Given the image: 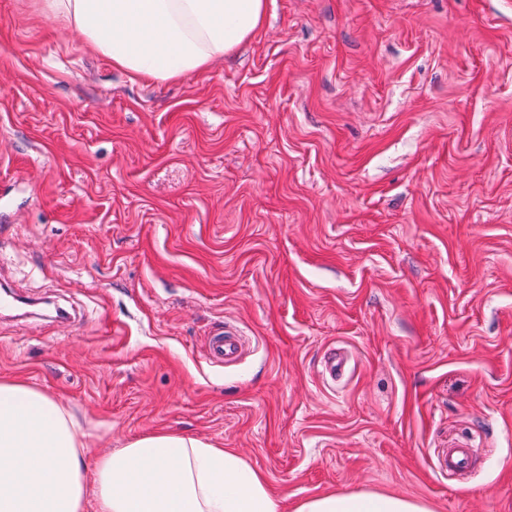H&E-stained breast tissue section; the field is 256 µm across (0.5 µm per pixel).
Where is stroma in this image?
<instances>
[{
  "mask_svg": "<svg viewBox=\"0 0 512 512\" xmlns=\"http://www.w3.org/2000/svg\"><path fill=\"white\" fill-rule=\"evenodd\" d=\"M1 289L0 377L91 455L182 431L292 505L512 512V0H266L224 61L135 83L0 0ZM242 348L239 333L221 324L214 327L207 336L205 353L211 362L232 364L240 359ZM470 444L461 442L448 448V452L444 454L443 459L438 460L439 470L443 473H449L453 470H463L468 467L470 462ZM291 512H432L424 503L397 495L358 491L327 493L304 500Z\"/></svg>",
  "mask_w": 512,
  "mask_h": 512,
  "instance_id": "stroma-1",
  "label": "stroma"
}]
</instances>
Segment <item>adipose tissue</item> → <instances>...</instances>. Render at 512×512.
<instances>
[{
    "instance_id": "ef3b65f1",
    "label": "adipose tissue",
    "mask_w": 512,
    "mask_h": 512,
    "mask_svg": "<svg viewBox=\"0 0 512 512\" xmlns=\"http://www.w3.org/2000/svg\"><path fill=\"white\" fill-rule=\"evenodd\" d=\"M131 81L206 70L263 25L266 0H39ZM86 434L48 393L0 379V512H431L397 495L327 493L287 507L234 450L155 433L87 461Z\"/></svg>"
}]
</instances>
